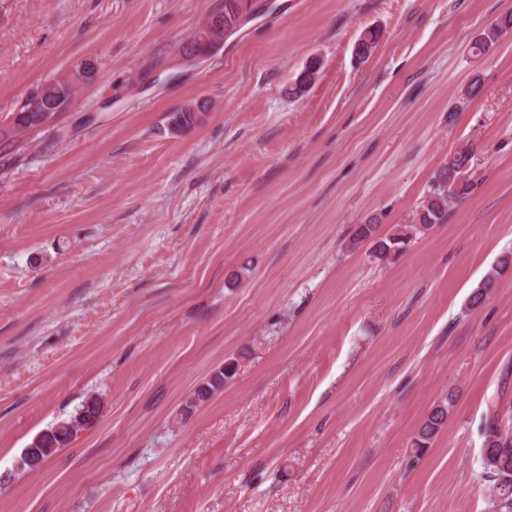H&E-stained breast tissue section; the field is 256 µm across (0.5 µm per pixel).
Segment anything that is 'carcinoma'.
Returning <instances> with one entry per match:
<instances>
[{"label": "carcinoma", "mask_w": 512, "mask_h": 512, "mask_svg": "<svg viewBox=\"0 0 512 512\" xmlns=\"http://www.w3.org/2000/svg\"><path fill=\"white\" fill-rule=\"evenodd\" d=\"M245 6H249V0H224V5L214 11V15L224 19V31L230 33L240 25ZM511 29L512 15L487 29L476 42L475 49L489 50L503 34ZM378 39L377 31L365 32L357 44L356 54L360 57L370 55ZM84 75L85 65L82 64L67 75L38 85L41 92L31 95L32 110L14 115L10 123L13 131L0 132V142L9 145L17 141L20 135L29 131L33 121L44 117L46 111L56 108V103L61 98L69 96L73 85L83 83ZM197 122L198 118L182 109L170 115V128L175 132L184 131ZM470 162L471 153L466 149L448 158L435 175L429 192L414 218V223L385 236L378 233V225L361 224L354 231L350 245L355 248L369 241L371 253L376 258L385 259L390 255L394 257L405 249L414 236L425 233L437 224L447 223L448 205L466 199L476 187L473 176L470 174ZM233 371V365H225L223 371L200 386L193 396L185 401V404L197 405L209 399L224 385V380L233 377ZM452 408L453 401L449 398L429 409L419 425L417 440L414 442L415 451H423L438 435L448 421ZM84 427L85 423L80 421L75 413L50 427L56 446L43 450L40 454V462H45L58 449L65 447ZM482 435V467L485 478L492 482L491 492L494 494L495 512H512V428L497 411L490 410L484 418Z\"/></svg>", "instance_id": "cac0c4a2"}]
</instances>
